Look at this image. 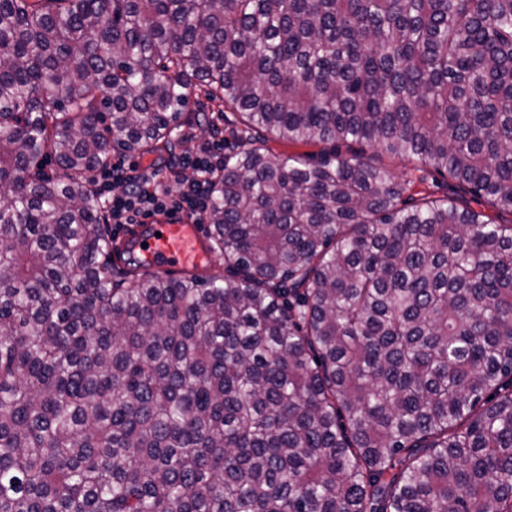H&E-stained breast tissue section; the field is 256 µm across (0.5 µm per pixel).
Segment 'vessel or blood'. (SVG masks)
I'll return each mask as SVG.
<instances>
[{
    "instance_id": "vessel-or-blood-1",
    "label": "vessel or blood",
    "mask_w": 512,
    "mask_h": 512,
    "mask_svg": "<svg viewBox=\"0 0 512 512\" xmlns=\"http://www.w3.org/2000/svg\"><path fill=\"white\" fill-rule=\"evenodd\" d=\"M140 244L144 269L151 272H188L205 262L204 233L200 225L185 216L156 215L146 226H132L126 232Z\"/></svg>"
}]
</instances>
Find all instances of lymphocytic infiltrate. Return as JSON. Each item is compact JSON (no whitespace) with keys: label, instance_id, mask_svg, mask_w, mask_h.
Returning a JSON list of instances; mask_svg holds the SVG:
<instances>
[{"label":"lymphocytic infiltrate","instance_id":"f902f5d3","mask_svg":"<svg viewBox=\"0 0 512 512\" xmlns=\"http://www.w3.org/2000/svg\"><path fill=\"white\" fill-rule=\"evenodd\" d=\"M222 162V156L204 144L164 173L147 168L98 170L95 186L110 223L117 226L141 224L158 213H180L200 223L211 174Z\"/></svg>","mask_w":512,"mask_h":512}]
</instances>
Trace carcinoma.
<instances>
[{"label": "carcinoma", "mask_w": 512, "mask_h": 512, "mask_svg": "<svg viewBox=\"0 0 512 512\" xmlns=\"http://www.w3.org/2000/svg\"><path fill=\"white\" fill-rule=\"evenodd\" d=\"M200 93L227 275L121 269L93 173ZM460 192L512 214V0H0V512H512V224ZM256 146L261 147L262 152L269 155L303 156L310 160H317L323 151L330 148L329 145L322 143L288 142L273 135L262 136Z\"/></svg>", "instance_id": "carcinoma-1"}]
</instances>
